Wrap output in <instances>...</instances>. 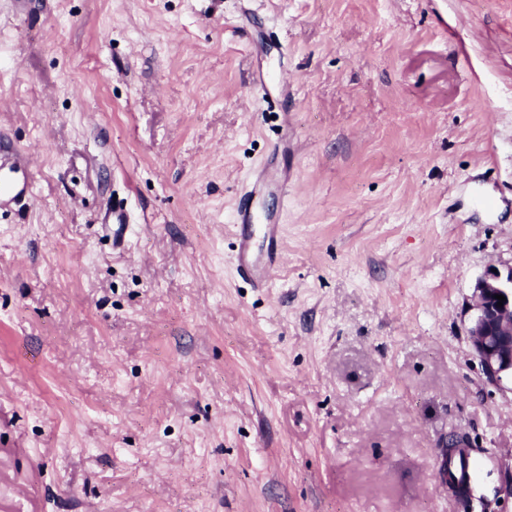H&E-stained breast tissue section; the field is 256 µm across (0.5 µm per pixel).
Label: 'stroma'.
<instances>
[{
	"mask_svg": "<svg viewBox=\"0 0 512 512\" xmlns=\"http://www.w3.org/2000/svg\"><path fill=\"white\" fill-rule=\"evenodd\" d=\"M4 142L0 512H512V385L467 336L512 262V0H0ZM27 167L28 162L21 155H16L10 164L0 160V209L10 208L31 195ZM255 175L242 189L234 210L237 227L234 264L243 281L250 282L255 288H267L281 262V225L276 216L264 217L257 210L256 199L266 188L267 182L259 183ZM257 234L266 245L261 255H257L254 249ZM105 224H112V240L114 243L121 242L128 229L129 215L122 203L112 205L104 216ZM477 467V459L471 456L466 449H461L458 454L448 458V477H451L457 484L467 485L474 480Z\"/></svg>",
	"mask_w": 512,
	"mask_h": 512,
	"instance_id": "stroma-1",
	"label": "stroma"
}]
</instances>
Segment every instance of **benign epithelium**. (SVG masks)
I'll use <instances>...</instances> for the list:
<instances>
[{
	"label": "benign epithelium",
	"instance_id": "obj_1",
	"mask_svg": "<svg viewBox=\"0 0 512 512\" xmlns=\"http://www.w3.org/2000/svg\"><path fill=\"white\" fill-rule=\"evenodd\" d=\"M506 301L497 305L495 295ZM468 336L472 353L490 382L512 381V264L487 269L472 293Z\"/></svg>",
	"mask_w": 512,
	"mask_h": 512
}]
</instances>
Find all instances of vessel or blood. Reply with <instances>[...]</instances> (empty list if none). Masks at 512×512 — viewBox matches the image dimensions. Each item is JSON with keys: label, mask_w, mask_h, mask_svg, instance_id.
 Here are the masks:
<instances>
[{"label": "vessel or blood", "mask_w": 512, "mask_h": 512, "mask_svg": "<svg viewBox=\"0 0 512 512\" xmlns=\"http://www.w3.org/2000/svg\"><path fill=\"white\" fill-rule=\"evenodd\" d=\"M28 162L23 156H15L11 163L0 162V209L11 207L31 193V183L26 175ZM264 186L258 180H251L238 198L234 210L237 227L234 264L238 276L254 287L266 288L272 282V275L281 262V226L276 217L264 216L256 208V200ZM105 223L112 226L113 241H122L129 222V215L123 204H115L104 216ZM263 239L266 250L256 253V239ZM478 462L468 451H460L448 460V475L456 483L469 484L477 473Z\"/></svg>", "instance_id": "obj_1"}]
</instances>
